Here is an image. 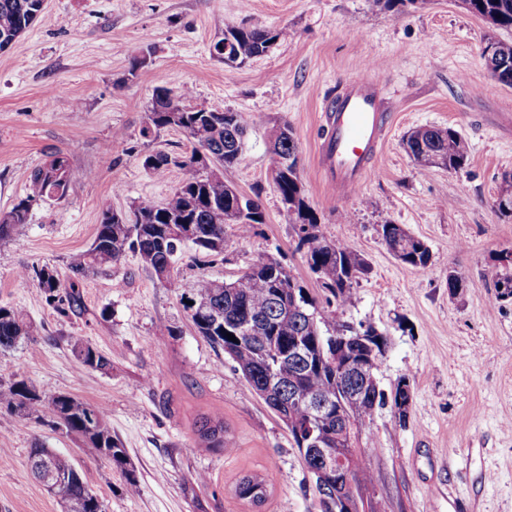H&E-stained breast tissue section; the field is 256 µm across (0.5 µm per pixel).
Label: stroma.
<instances>
[{
    "label": "stroma",
    "mask_w": 512,
    "mask_h": 512,
    "mask_svg": "<svg viewBox=\"0 0 512 512\" xmlns=\"http://www.w3.org/2000/svg\"><path fill=\"white\" fill-rule=\"evenodd\" d=\"M286 29L267 54L229 67L213 44L230 26ZM493 30L462 0L393 9L369 0H46L33 25L0 51V212L26 195L32 171L63 152L64 201L33 204L29 221L0 241V305L32 322L30 341L0 352V390L14 376L44 395L102 406L139 480L124 479L76 437L0 412V512H62L28 466L35 440L71 453L107 512H320L311 478L282 421L235 363L200 336L187 301L198 275L236 279L259 255H276L316 288L271 176L269 135L288 123L300 177L321 233L369 264L340 316L387 338L377 371L392 390L407 381L405 424L377 409L360 445L380 512H512V299L494 302L512 251V216L496 201L512 172V86L482 56ZM148 52L145 66L132 58ZM365 74L380 78L391 114L381 154L360 190L333 194L318 168L329 96ZM190 88L191 105L250 119L240 161L225 181L258 196L265 223L246 237L227 226L224 256L186 247L173 280L138 256L81 281L79 309L59 312L22 270L66 272L86 251L103 209L164 202L182 173L146 170V155L189 151L186 137L141 129L156 87ZM424 126L452 127L468 142L460 170L420 169L403 141ZM404 227L429 247L424 270L395 259L380 225ZM461 277L457 294L448 275ZM91 343L110 371L78 365L74 341ZM224 424V445L198 429ZM274 478L253 506L234 492L246 474ZM206 483H199V475Z\"/></svg>",
    "instance_id": "obj_1"
}]
</instances>
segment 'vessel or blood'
I'll use <instances>...</instances> for the list:
<instances>
[{
    "mask_svg": "<svg viewBox=\"0 0 512 512\" xmlns=\"http://www.w3.org/2000/svg\"><path fill=\"white\" fill-rule=\"evenodd\" d=\"M326 119L321 165L328 186L342 198L366 177L389 124L377 79L366 75L346 86L328 103Z\"/></svg>",
    "mask_w": 512,
    "mask_h": 512,
    "instance_id": "vessel-or-blood-1",
    "label": "vessel or blood"
}]
</instances>
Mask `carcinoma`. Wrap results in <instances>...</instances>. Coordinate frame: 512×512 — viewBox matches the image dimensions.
I'll list each match as a JSON object with an SVG mask.
<instances>
[{
	"label": "carcinoma",
	"mask_w": 512,
	"mask_h": 512,
	"mask_svg": "<svg viewBox=\"0 0 512 512\" xmlns=\"http://www.w3.org/2000/svg\"><path fill=\"white\" fill-rule=\"evenodd\" d=\"M465 8L485 19L494 29L512 31V0H463ZM40 0H0V51L8 48L37 19ZM285 35L283 29L231 26L214 46L228 45L231 61L241 65L266 54L270 46ZM482 56L506 61L496 81L512 86V39L495 36L486 38ZM170 90L158 87L147 112L141 135L148 137L165 128L181 131L191 144V151L173 157L158 151L145 157V169L155 175L165 173L174 165L182 172L178 189L163 203L141 200L133 208V218L110 208L103 210L95 238L88 250L71 257L68 281L57 270L43 265L25 271L22 277L32 280L50 303L65 305L72 310L79 306L78 283L104 272L119 263L127 252L136 253L144 266L157 277L171 278V270L182 247L191 243L213 256L224 254V226L233 224L240 235H250L255 226L265 223V214L258 200L238 191L224 181V171L240 161L249 122L241 112H208L188 104L190 92L182 91L176 98L183 112L170 110ZM284 124L273 129L270 151L284 160L275 187L281 202L288 205V216L297 231V250L304 252L309 269L321 282L327 308L319 303L310 290L300 284L287 267L275 269L259 256L238 279L227 282L199 276L193 283L191 318L200 336L237 365L255 393L285 424L296 448H301L297 430L309 421L304 404L287 405L288 396L276 391L265 394L267 378L278 379L285 391L303 397L345 398L350 389L358 388L370 394L365 386L360 362L367 351L361 341L348 345L352 367L340 375L334 361L330 328L338 324V313L352 301L353 285L367 273L368 264L345 242L326 239L318 229V219L307 203L298 169V148L293 134ZM210 153L209 164L220 171L210 174L199 162V149ZM404 148L422 168L441 167L458 170L466 165L469 143L452 127H422L412 131ZM70 185L67 157L57 152L30 177L29 192L12 207L0 213V240L29 220L32 204L45 198L63 200ZM250 211L246 219L236 217L239 205ZM379 234L388 251L398 260L425 270L431 262L429 247L412 236L399 224L380 225ZM319 311L308 320L307 315ZM242 325L245 334L228 339L233 327ZM33 335V326L19 311L0 306V350L15 348ZM302 345L303 358H293L290 352ZM73 351L86 368L108 370L111 362L90 344L77 340ZM347 399V398H345ZM348 417L357 430L373 421L376 407L385 405V394L378 401L369 398L347 399ZM5 410L22 420H34L80 438L94 448L111 467L120 470L126 493L139 491V482L130 466L125 448L112 436L106 411L83 402L67 393L50 397L42 395L25 378H14L9 388L0 390V411ZM48 458L51 472L67 478L64 485L53 486L45 481L46 474L39 461ZM32 475L47 491L71 512L73 504L80 512H106L104 501L87 485L72 457L56 448L35 440L29 452ZM347 464L364 483L372 482L361 450L348 451ZM270 482L265 477L245 475L237 479L235 492L253 504L265 502Z\"/></svg>",
	"instance_id": "1"
}]
</instances>
